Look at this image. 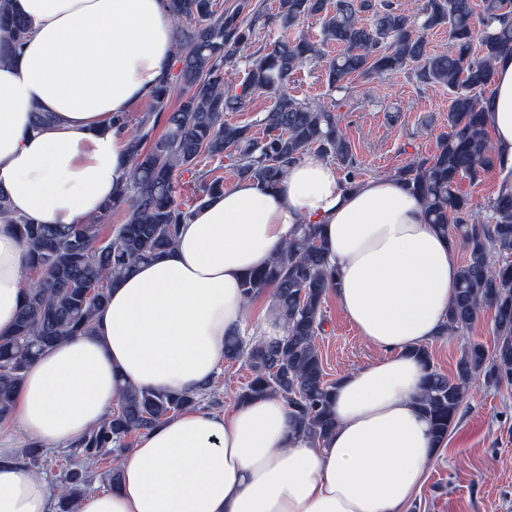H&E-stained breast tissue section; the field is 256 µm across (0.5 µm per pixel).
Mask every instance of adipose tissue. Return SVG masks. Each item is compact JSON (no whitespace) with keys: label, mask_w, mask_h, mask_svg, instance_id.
Wrapping results in <instances>:
<instances>
[{"label":"adipose tissue","mask_w":512,"mask_h":512,"mask_svg":"<svg viewBox=\"0 0 512 512\" xmlns=\"http://www.w3.org/2000/svg\"><path fill=\"white\" fill-rule=\"evenodd\" d=\"M31 23L21 50L0 38V192L36 224H83L130 178L128 137L112 119L169 74L166 0H14ZM48 116L34 128V112ZM512 184V55L495 62L486 114ZM318 225L337 273L336 302L378 359L342 375L335 430L312 441L290 429L287 401L265 395L194 407L142 434L118 464V487L79 512H406L439 456L420 411L427 369L414 348L442 331L459 273L457 244L426 224L393 176L347 185L310 153L275 185L241 179L182 224L175 246L117 280L95 330L35 362L0 420V512H55L49 483L17 461L20 437L65 447L103 422L131 384L200 392L244 331L242 282ZM26 247L0 222V334L27 289Z\"/></svg>","instance_id":"1"}]
</instances>
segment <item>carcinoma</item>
Returning <instances> with one entry per match:
<instances>
[{
    "mask_svg": "<svg viewBox=\"0 0 512 512\" xmlns=\"http://www.w3.org/2000/svg\"><path fill=\"white\" fill-rule=\"evenodd\" d=\"M510 3L424 0L420 12L411 15L389 0L379 5L334 0L331 9L328 0H278L273 18L282 35L254 51L256 26L265 19L261 5L240 0L234 8L221 10L215 0H167L179 67L150 96L149 111L136 119L129 112L117 117L124 127L136 125L128 143L131 178L122 193L87 224H33L13 215L8 198L0 194V221L16 227L36 277L13 331L0 335V418L12 412L31 363L72 336L92 333L112 283L169 249L191 211L224 190V177L207 168L208 160H227L238 179L274 185L289 164L314 150L337 160L346 182L353 184L360 176L359 165L338 114L351 95V82L408 68L418 81L451 92L448 134L433 155L397 172L422 201L426 223L453 237L466 252L443 337L464 335L483 309L494 310L493 353L480 343L465 344L454 376L433 369L428 348L418 350L429 369L418 405L431 421L435 443L443 445L474 379L483 376L498 386H512V187L500 185L481 223L472 218V204L458 188L461 180L474 182L497 166L485 122L491 101L486 90L497 57L512 53ZM314 16L322 20L321 43L288 37ZM440 26L448 27L451 49L431 54L425 34ZM0 32L16 49L29 33V22L10 11L9 0H0ZM476 42L479 56L473 52ZM328 43L341 47L332 58L322 52ZM241 61L244 77L235 85L229 75ZM311 63L323 67L329 90L340 94L334 103L290 93L294 73ZM176 85L182 95L171 109L168 102ZM256 93L274 98L260 119V136L248 125L225 119L229 112L244 110ZM160 125L164 132L158 136ZM186 173L194 190L183 199L177 184ZM116 211L122 223L102 235L101 220ZM336 287L318 226L302 224L294 240L242 283L248 303L271 290L278 334L237 333L224 340L225 362H244L250 371L237 400L267 394L285 398L293 433L310 440H323L336 427L331 411L334 383L326 379L316 343L324 330V302ZM91 288L98 292L90 294ZM197 399L196 394L123 386L105 422L71 443L82 466L69 470L58 512H74L98 464L122 450L128 435L152 430L195 406ZM25 460L34 467L51 463L36 442Z\"/></svg>",
    "mask_w": 512,
    "mask_h": 512,
    "instance_id": "1",
    "label": "carcinoma"
}]
</instances>
